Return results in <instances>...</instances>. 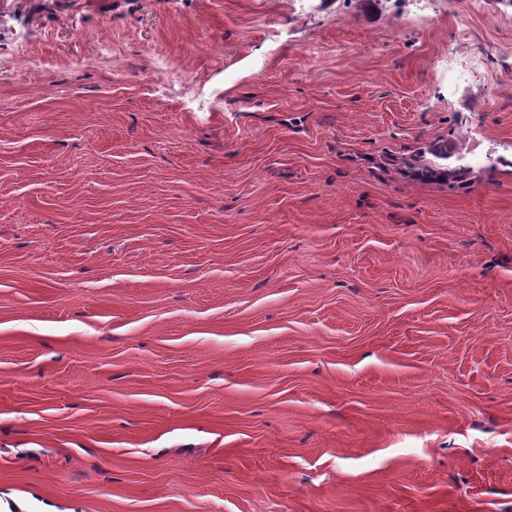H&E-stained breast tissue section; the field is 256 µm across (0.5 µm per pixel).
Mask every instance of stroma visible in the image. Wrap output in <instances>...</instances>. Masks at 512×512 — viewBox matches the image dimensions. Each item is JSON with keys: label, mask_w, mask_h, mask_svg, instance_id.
<instances>
[{"label": "stroma", "mask_w": 512, "mask_h": 512, "mask_svg": "<svg viewBox=\"0 0 512 512\" xmlns=\"http://www.w3.org/2000/svg\"><path fill=\"white\" fill-rule=\"evenodd\" d=\"M0 512H512V7L0 0ZM464 62L456 67H448V82L454 84L474 81L483 74L484 56L480 48L473 47L466 53Z\"/></svg>", "instance_id": "stroma-1"}]
</instances>
